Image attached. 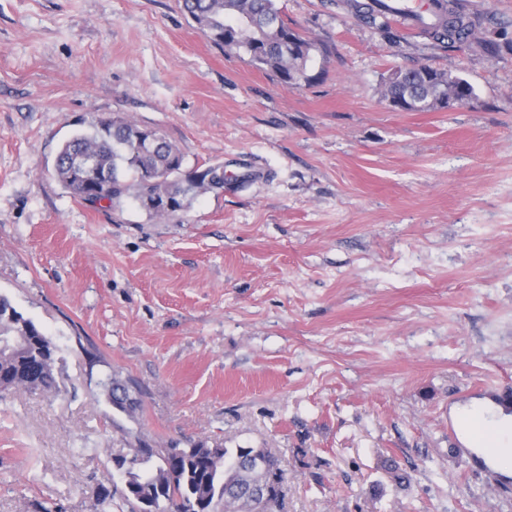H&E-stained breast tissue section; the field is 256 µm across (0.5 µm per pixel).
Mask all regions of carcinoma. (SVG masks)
<instances>
[{
    "label": "carcinoma",
    "instance_id": "1",
    "mask_svg": "<svg viewBox=\"0 0 512 512\" xmlns=\"http://www.w3.org/2000/svg\"><path fill=\"white\" fill-rule=\"evenodd\" d=\"M439 11L431 29L445 39L455 32L445 0H437ZM181 9L197 28L217 46L244 53L258 69L273 73L287 86L309 83L308 73L316 45L288 27L277 0H181ZM474 95L464 78L429 66L399 70L384 84L382 97L392 99L404 111L443 108L435 94L439 86ZM144 129L121 117L93 125V131L77 133L60 147L55 172L78 197L83 190L73 179L74 165L81 156L94 160L106 176L99 200L106 206L120 204L132 196L136 201L155 191L170 197L172 210L152 213L170 219L185 211L198 195L222 190L235 181L242 186L252 180L245 171L229 177L224 165L214 164L198 172L194 180L181 176L180 150L158 131H152L154 147H144ZM16 337L12 354H0V392L23 386L33 391L58 389L56 348L31 320L0 296V337ZM131 466L122 472V487L103 490L100 503L107 509L115 498L128 512H139L140 499L147 498L154 512H185L184 503L196 501L201 512H282L286 477L280 459L266 448H210L198 444L176 453L152 448L141 442L128 449Z\"/></svg>",
    "mask_w": 512,
    "mask_h": 512
}]
</instances>
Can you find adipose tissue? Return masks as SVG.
Masks as SVG:
<instances>
[{
    "label": "adipose tissue",
    "instance_id": "obj_1",
    "mask_svg": "<svg viewBox=\"0 0 512 512\" xmlns=\"http://www.w3.org/2000/svg\"><path fill=\"white\" fill-rule=\"evenodd\" d=\"M457 419L464 422L463 436L471 447L484 449L493 466L512 473V416L476 403L462 408Z\"/></svg>",
    "mask_w": 512,
    "mask_h": 512
}]
</instances>
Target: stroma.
Returning a JSON list of instances; mask_svg holds the SVG:
<instances>
[{"mask_svg": "<svg viewBox=\"0 0 512 512\" xmlns=\"http://www.w3.org/2000/svg\"><path fill=\"white\" fill-rule=\"evenodd\" d=\"M352 2L279 0L316 44L290 87L179 0H0V295L59 384L0 396V512H100L140 439L270 449L284 512H512L456 422L512 388V0H448L465 42ZM421 65L473 97L393 109L389 74ZM116 116L185 170L267 175L172 220L91 206L55 157Z\"/></svg>", "mask_w": 512, "mask_h": 512, "instance_id": "1", "label": "stroma"}]
</instances>
